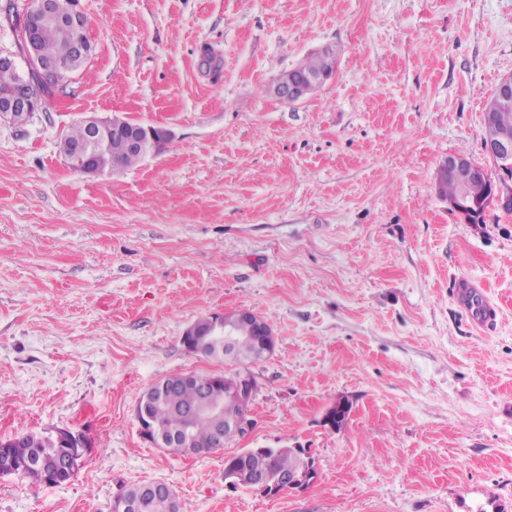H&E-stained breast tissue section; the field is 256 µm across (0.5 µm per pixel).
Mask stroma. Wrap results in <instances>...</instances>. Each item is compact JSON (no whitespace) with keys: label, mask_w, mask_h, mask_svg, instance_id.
Instances as JSON below:
<instances>
[{"label":"stroma","mask_w":512,"mask_h":512,"mask_svg":"<svg viewBox=\"0 0 512 512\" xmlns=\"http://www.w3.org/2000/svg\"><path fill=\"white\" fill-rule=\"evenodd\" d=\"M73 4L83 68L48 111L0 120V438L68 429L90 448L61 486L0 477V512H107L151 481L187 512H512V214L466 221L436 182L446 156L490 164L512 0ZM326 47L315 94L271 93ZM114 112L172 138L119 176L69 168L62 136ZM458 277L497 305L488 329ZM238 310L276 342L250 366L252 432L202 455L155 447L141 395L224 373L181 337ZM341 397L347 424L328 429ZM286 446L311 450L309 486L227 488L225 457Z\"/></svg>","instance_id":"stroma-1"}]
</instances>
